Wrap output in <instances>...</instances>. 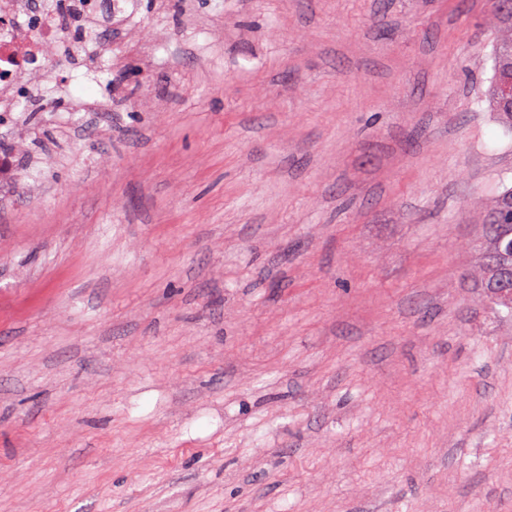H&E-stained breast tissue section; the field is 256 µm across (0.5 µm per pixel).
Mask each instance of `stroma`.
<instances>
[{
  "label": "stroma",
  "mask_w": 512,
  "mask_h": 512,
  "mask_svg": "<svg viewBox=\"0 0 512 512\" xmlns=\"http://www.w3.org/2000/svg\"><path fill=\"white\" fill-rule=\"evenodd\" d=\"M490 9L124 0L50 63L0 115V512H512ZM509 201L512 203V186H504L503 190L497 194L495 205L487 214L485 224L481 225L478 236L470 240L469 250L477 258L479 273L475 278L476 288H481L484 298L502 305L512 312V300L506 301L492 290L493 279H512V220L509 224L504 223V217L497 212V207L500 204ZM498 235H501L500 250L503 261L498 265H487L482 256L483 245L481 240L485 237L494 239Z\"/></svg>",
  "instance_id": "35a3bbf8"
}]
</instances>
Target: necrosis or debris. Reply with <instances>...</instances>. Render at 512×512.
Returning <instances> with one entry per match:
<instances>
[{"instance_id": "1", "label": "necrosis or debris", "mask_w": 512, "mask_h": 512, "mask_svg": "<svg viewBox=\"0 0 512 512\" xmlns=\"http://www.w3.org/2000/svg\"><path fill=\"white\" fill-rule=\"evenodd\" d=\"M31 0H0V112L18 111L20 100L37 95L38 76L69 33L95 21H111L117 0H56L34 14Z\"/></svg>"}]
</instances>
